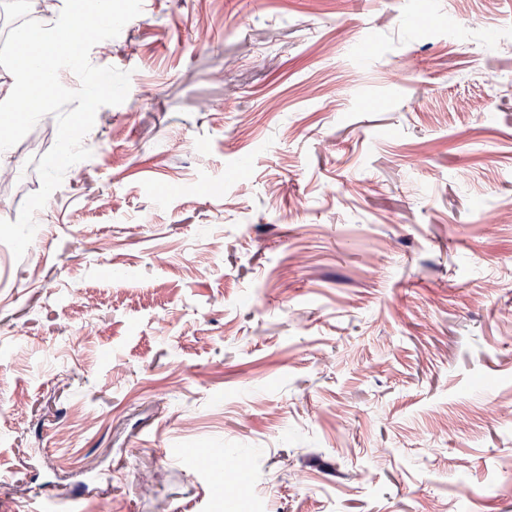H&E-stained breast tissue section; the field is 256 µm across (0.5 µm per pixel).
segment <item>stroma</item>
<instances>
[{"mask_svg":"<svg viewBox=\"0 0 512 512\" xmlns=\"http://www.w3.org/2000/svg\"><path fill=\"white\" fill-rule=\"evenodd\" d=\"M425 2L142 0L91 49L128 97L0 243V512H512V0Z\"/></svg>","mask_w":512,"mask_h":512,"instance_id":"stroma-1","label":"stroma"}]
</instances>
